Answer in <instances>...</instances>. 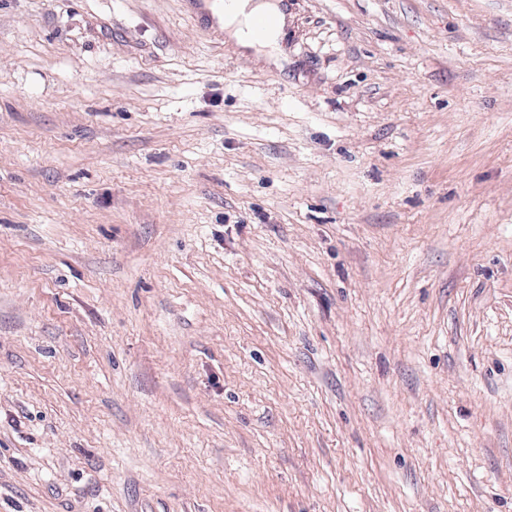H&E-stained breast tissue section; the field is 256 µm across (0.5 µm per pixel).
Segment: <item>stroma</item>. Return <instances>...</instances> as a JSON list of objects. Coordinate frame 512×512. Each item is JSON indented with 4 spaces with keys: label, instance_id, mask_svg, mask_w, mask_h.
Listing matches in <instances>:
<instances>
[{
    "label": "stroma",
    "instance_id": "1",
    "mask_svg": "<svg viewBox=\"0 0 512 512\" xmlns=\"http://www.w3.org/2000/svg\"><path fill=\"white\" fill-rule=\"evenodd\" d=\"M0 0V512H512V0ZM217 0H186L187 10L192 18H204L214 32L224 34L228 41L243 50L253 51L269 64L278 65L281 61L280 42L287 24L280 9L288 15V0H276L275 3L262 0H236L232 9L224 6V15L213 14L211 9ZM260 14L268 15L271 24L262 38H256L251 31L253 19Z\"/></svg>",
    "mask_w": 512,
    "mask_h": 512
}]
</instances>
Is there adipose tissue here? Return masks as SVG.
<instances>
[{
    "instance_id": "1",
    "label": "adipose tissue",
    "mask_w": 512,
    "mask_h": 512,
    "mask_svg": "<svg viewBox=\"0 0 512 512\" xmlns=\"http://www.w3.org/2000/svg\"><path fill=\"white\" fill-rule=\"evenodd\" d=\"M260 14L270 17L271 24L263 37H254L251 31L253 19ZM286 19L272 0H236L233 8L224 12V35L241 49L254 52L268 63L279 64L280 42Z\"/></svg>"
}]
</instances>
